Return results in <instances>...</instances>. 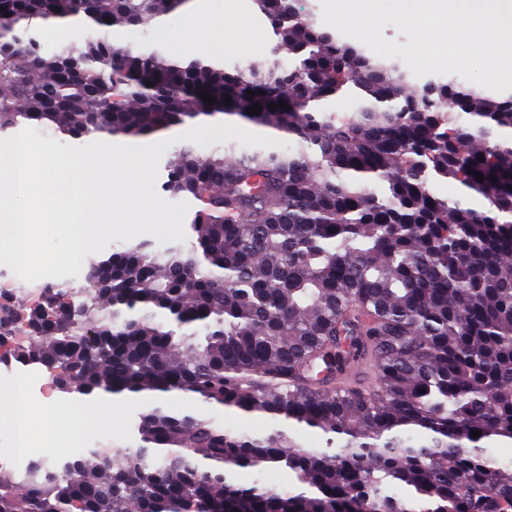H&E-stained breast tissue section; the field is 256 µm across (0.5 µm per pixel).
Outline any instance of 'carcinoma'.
Masks as SVG:
<instances>
[{
    "instance_id": "1",
    "label": "carcinoma",
    "mask_w": 512,
    "mask_h": 512,
    "mask_svg": "<svg viewBox=\"0 0 512 512\" xmlns=\"http://www.w3.org/2000/svg\"><path fill=\"white\" fill-rule=\"evenodd\" d=\"M189 2L0 0V132L50 122L75 140L137 139L224 114L299 144L237 159L177 149L164 192L199 203L191 249L128 246L86 287H47L26 309L29 345L13 356L60 392L152 397L138 447L0 475V512H509L512 466L488 445L512 443V95L411 87L293 0H253L274 40L265 65L108 38ZM71 19L98 36L48 50L38 26ZM341 94L350 114L318 110ZM445 179L487 207L439 196ZM367 356L375 384H336ZM174 393L276 427L231 432L166 408ZM296 427L326 447L298 445ZM246 468L286 469L305 489L232 478Z\"/></svg>"
}]
</instances>
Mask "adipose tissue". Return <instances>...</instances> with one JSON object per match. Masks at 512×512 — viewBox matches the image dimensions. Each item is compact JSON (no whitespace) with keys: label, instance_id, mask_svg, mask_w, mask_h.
Returning a JSON list of instances; mask_svg holds the SVG:
<instances>
[{"label":"adipose tissue","instance_id":"obj_1","mask_svg":"<svg viewBox=\"0 0 512 512\" xmlns=\"http://www.w3.org/2000/svg\"><path fill=\"white\" fill-rule=\"evenodd\" d=\"M196 2V7L186 14L182 28L172 34L177 51L187 50L188 33L204 29L218 28L222 31L221 36L202 45L201 50L205 53L223 49L228 40L250 44L259 38V30L243 13L230 8L217 9V0ZM0 395L8 396L10 400L8 413L0 414V426L12 433L14 443L19 448L67 447L83 414L101 405L111 408L127 401L126 396L100 391L79 405L69 401L52 402L43 410L41 419L37 420L28 404L24 379L0 383Z\"/></svg>","mask_w":512,"mask_h":512}]
</instances>
